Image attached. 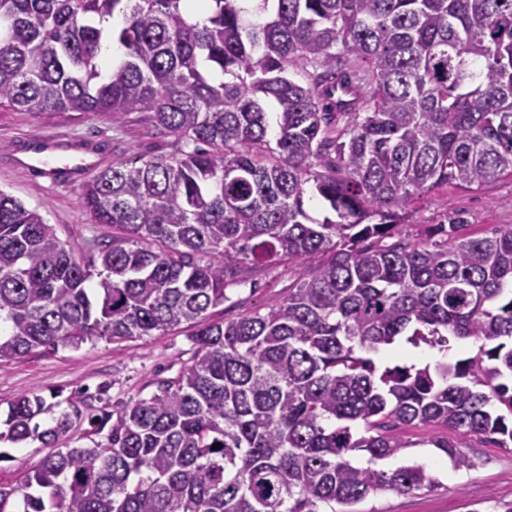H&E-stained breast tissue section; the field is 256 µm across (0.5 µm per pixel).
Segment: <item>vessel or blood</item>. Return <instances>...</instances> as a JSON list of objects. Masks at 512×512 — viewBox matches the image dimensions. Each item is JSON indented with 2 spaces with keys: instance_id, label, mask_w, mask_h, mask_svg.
Listing matches in <instances>:
<instances>
[{
  "instance_id": "b4317fda",
  "label": "vessel or blood",
  "mask_w": 512,
  "mask_h": 512,
  "mask_svg": "<svg viewBox=\"0 0 512 512\" xmlns=\"http://www.w3.org/2000/svg\"><path fill=\"white\" fill-rule=\"evenodd\" d=\"M96 164L92 150L72 147L62 134L16 138L14 148L0 155V165L37 174L50 184L59 186L71 176L89 171Z\"/></svg>"
}]
</instances>
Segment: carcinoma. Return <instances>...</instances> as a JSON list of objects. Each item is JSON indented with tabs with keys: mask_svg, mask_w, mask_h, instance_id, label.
<instances>
[{
	"mask_svg": "<svg viewBox=\"0 0 512 512\" xmlns=\"http://www.w3.org/2000/svg\"><path fill=\"white\" fill-rule=\"evenodd\" d=\"M203 3L200 23L186 0H0V106L144 113L192 146L85 184L112 228L90 255L0 190V365L197 327L148 397L114 406L101 385L45 428L43 394L9 402L0 440L97 439L0 486V512H354L434 486L383 467L401 427L467 470L435 430L512 447V224L401 229L424 195L512 175V0ZM281 262L299 267L282 299L207 318ZM451 338L476 352L448 361ZM400 339L441 358L378 366Z\"/></svg>",
	"mask_w": 512,
	"mask_h": 512,
	"instance_id": "1",
	"label": "carcinoma"
}]
</instances>
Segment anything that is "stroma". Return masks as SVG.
I'll list each match as a JSON object with an SVG mask.
<instances>
[{
    "instance_id": "stroma-1",
    "label": "stroma",
    "mask_w": 512,
    "mask_h": 512,
    "mask_svg": "<svg viewBox=\"0 0 512 512\" xmlns=\"http://www.w3.org/2000/svg\"><path fill=\"white\" fill-rule=\"evenodd\" d=\"M22 134H64L75 138L104 141L110 154L102 161L111 166L142 156L176 152L174 137L160 134L146 115L132 114L115 124L99 114L43 112L34 114L10 108L0 109V151ZM0 189L39 208L58 237L90 250L109 227L94 223L82 204L81 183L52 187L28 175L0 168ZM463 213L473 235L483 234L489 225L512 224V177H504L474 191L449 187L424 197L404 219L402 231L416 237L422 225L438 223L444 209ZM295 278L291 264H272L230 291L224 305L212 309L210 320L230 321L245 311L278 300ZM192 330L184 326L164 335L145 336L121 343L104 340L78 349L61 348L47 354H32L0 369V431L4 430L8 404L21 394L37 391L43 395L60 392L62 397L79 391L95 392L108 385L112 404L122 405L151 394L157 381L175 377L193 355ZM403 436L409 448L400 462L424 465L437 479V486L410 494L394 491L368 496L356 506L357 512H507L512 507V447L499 448L474 436L450 433L474 462L469 470L455 469L452 462L426 442L423 429L406 427ZM0 450L10 458L0 461V485H15L22 472L35 466L46 451L40 444L17 446L8 442Z\"/></svg>"
}]
</instances>
